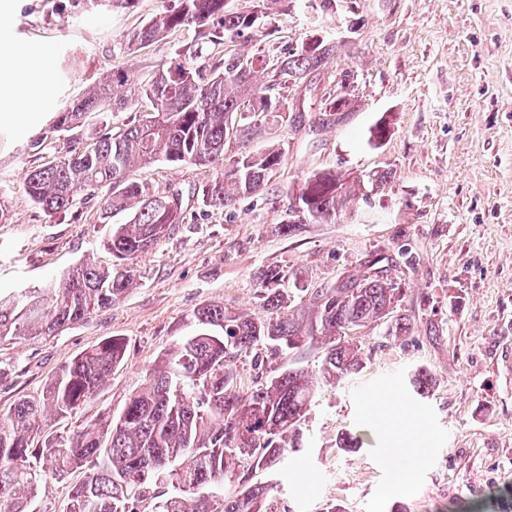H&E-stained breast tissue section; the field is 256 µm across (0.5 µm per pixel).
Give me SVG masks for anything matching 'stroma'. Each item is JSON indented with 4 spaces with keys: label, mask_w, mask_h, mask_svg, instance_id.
Wrapping results in <instances>:
<instances>
[{
    "label": "stroma",
    "mask_w": 512,
    "mask_h": 512,
    "mask_svg": "<svg viewBox=\"0 0 512 512\" xmlns=\"http://www.w3.org/2000/svg\"><path fill=\"white\" fill-rule=\"evenodd\" d=\"M177 0H137L133 9L89 0H0V71L22 73L13 94L37 120L21 127L0 110V297L60 280L78 263L113 264L111 224L97 202L47 216L25 189L28 170L84 149L117 131L128 112H90L80 127L33 141L58 112L108 72L126 68L150 79L155 67L190 46L178 31L126 56L125 34ZM338 47L336 65L305 88L284 90L285 122L268 143L286 158L265 193L235 207L203 206L207 176L166 161L133 172L155 193L182 195V223L172 225L129 267L134 283L109 309L55 336L0 342V415L42 395L59 369L107 337L126 353L110 379L75 416L54 429L72 434L105 413L119 414L140 390L158 356L194 332L190 314L205 305L262 316L257 278L265 269L298 273L293 309L311 317L312 291L363 275L373 255L388 257L399 284L397 305L412 325L399 341L373 323L352 333L362 371L320 383L304 427L305 449L288 457L271 512H512V0H288L279 30L263 40L279 57L306 35ZM355 74L349 111L322 110L337 68ZM389 122L390 137L370 140ZM351 179L388 170L384 189L348 201L336 221L280 230L289 189L311 172ZM430 370L432 396H413L408 375ZM360 448H339L341 434ZM415 448L408 487L395 483L388 457Z\"/></svg>",
    "instance_id": "stroma-1"
}]
</instances>
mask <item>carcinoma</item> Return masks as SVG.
Returning <instances> with one entry per match:
<instances>
[{
    "label": "carcinoma",
    "mask_w": 512,
    "mask_h": 512,
    "mask_svg": "<svg viewBox=\"0 0 512 512\" xmlns=\"http://www.w3.org/2000/svg\"><path fill=\"white\" fill-rule=\"evenodd\" d=\"M225 0H178L129 31V55L175 30L197 38L152 79L136 82L122 69L112 71L77 101L58 113L35 143L78 126L88 112L147 110L132 123L96 138L82 151L31 170L25 180L33 203L47 215L66 213L100 198L107 219L129 211L114 224L106 246L118 266L132 260L182 222L176 197L160 196L131 177L137 168L159 160L190 163L215 171L202 188L207 206L226 209L237 200L266 190L285 160L276 144L226 158L231 137L248 143L285 121L280 98L269 94L278 78L298 87L336 58V46L317 38L274 59L251 55L238 42H260L277 30L288 0H264L267 14L255 15L254 0L236 11ZM224 47V67L211 66L207 49ZM109 187L110 194L99 197ZM352 187L331 172L308 176L298 191L287 192L281 230L291 232L304 220H336ZM372 260L368 275L315 292V317L303 325L277 288L285 275L260 273L258 296L264 317L230 313L206 305L192 314L197 330L159 359L145 387L131 395L123 411L104 414L69 436L52 430L54 419L75 415L105 383L125 355L120 338H105L75 357L48 383L40 399H24L0 416V512H29V503L46 488L47 477L65 478L86 468L69 488V512H267L274 491L270 473L289 452L302 448V425L317 379L340 382L363 368L361 347L352 331L377 321L395 340L411 330L407 317L394 315L401 290ZM132 285L130 272L117 274L82 263L44 288L0 299V341L56 336L70 325L108 309ZM264 348L274 359L307 349L322 352L318 377L292 364L261 361L255 385L243 388L235 364ZM435 380L425 368L409 376L414 394L429 397ZM234 484L230 492L224 484Z\"/></svg>",
    "instance_id": "carcinoma-1"
}]
</instances>
